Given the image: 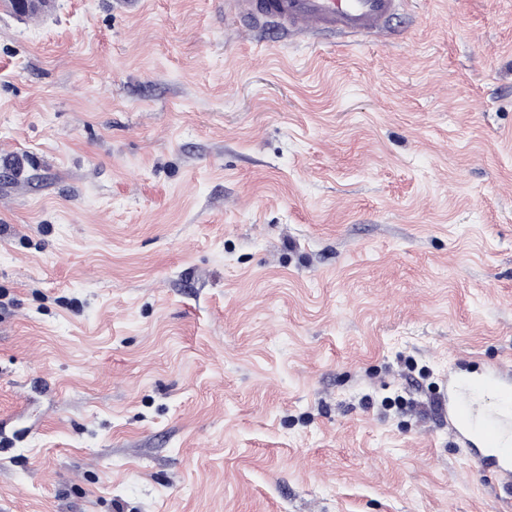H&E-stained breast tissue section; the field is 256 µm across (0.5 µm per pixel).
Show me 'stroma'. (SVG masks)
I'll use <instances>...</instances> for the list:
<instances>
[{
  "label": "stroma",
  "mask_w": 512,
  "mask_h": 512,
  "mask_svg": "<svg viewBox=\"0 0 512 512\" xmlns=\"http://www.w3.org/2000/svg\"><path fill=\"white\" fill-rule=\"evenodd\" d=\"M399 39L0 4V512H512V0ZM448 375L452 380L453 387L464 392L479 393L481 390L487 389L500 391L506 396L510 394L512 398V371L502 365H493L488 376L481 380H473L454 371L448 372ZM448 430L482 469L494 472L507 489L512 487V442L503 437L500 421L493 418L476 426L470 404L448 397Z\"/></svg>",
  "instance_id": "obj_1"
}]
</instances>
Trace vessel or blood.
<instances>
[{"mask_svg":"<svg viewBox=\"0 0 512 512\" xmlns=\"http://www.w3.org/2000/svg\"><path fill=\"white\" fill-rule=\"evenodd\" d=\"M403 0H224V16L246 30H294L314 35L337 31L349 37L390 32ZM452 384L467 393L495 390L512 395V370L493 365L484 379L452 374ZM448 430L468 448L481 468L491 470L512 487V442L497 419L476 422L463 399L448 402Z\"/></svg>","mask_w":512,"mask_h":512,"instance_id":"b4317fda","label":"vessel or blood"}]
</instances>
